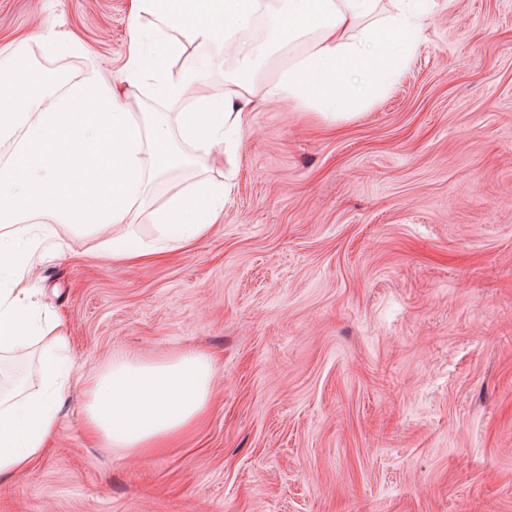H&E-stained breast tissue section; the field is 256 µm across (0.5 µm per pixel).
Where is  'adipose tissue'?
Masks as SVG:
<instances>
[{
  "label": "adipose tissue",
  "mask_w": 512,
  "mask_h": 512,
  "mask_svg": "<svg viewBox=\"0 0 512 512\" xmlns=\"http://www.w3.org/2000/svg\"><path fill=\"white\" fill-rule=\"evenodd\" d=\"M374 2L197 0L193 12L181 13L176 0H135L136 15H150L173 34L187 31L212 46L213 54L172 71L165 58L178 48L173 38L159 43L157 57L146 61L140 51L144 32L136 22L115 83L88 77L46 108L36 76L20 69L26 38L17 35L1 46L12 62L0 66V140L15 137L19 143L17 164L0 171V352L26 347L44 335L29 281L40 239L32 217L48 211L86 231L128 223L142 201L147 167L166 170L188 161L185 154L161 150L173 131L165 124L148 125L130 112L117 86L148 82L166 100L179 101L210 69L223 66L224 50L252 17L265 16L276 27L286 16L299 32L318 30L322 36L313 53L283 74L272 94L301 109L315 105L335 118L351 116L384 94L415 43L416 26L407 7H399L381 27L370 21ZM247 108V102L228 96L203 100L179 113L175 132L196 155H207L223 144L225 135L239 132ZM152 145L160 151L150 163L145 149ZM223 213V190L204 183L152 212L157 244L144 246L116 235L106 252L119 262L157 258L167 247L191 246ZM52 328L55 347L42 353L41 387L23 384L14 395L0 397L2 481L30 469L55 432L71 369L58 353L67 344L61 321ZM212 376L210 359L197 351L160 361L122 356L85 391L87 427L107 447L142 455L201 418Z\"/></svg>",
  "instance_id": "adipose-tissue-1"
}]
</instances>
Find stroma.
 <instances>
[{"label":"stroma","instance_id":"obj_1","mask_svg":"<svg viewBox=\"0 0 512 512\" xmlns=\"http://www.w3.org/2000/svg\"><path fill=\"white\" fill-rule=\"evenodd\" d=\"M133 0H0L52 97L112 80ZM243 38L196 86L253 107L236 146L154 177L130 217L224 187L208 238L162 262L98 256L40 216L30 283L88 379L133 352L214 362L205 420L131 456L89 438L80 386L50 449L0 483V512H512V0H430L387 91L328 121L270 88L316 39ZM42 338L0 356L39 381Z\"/></svg>","mask_w":512,"mask_h":512}]
</instances>
